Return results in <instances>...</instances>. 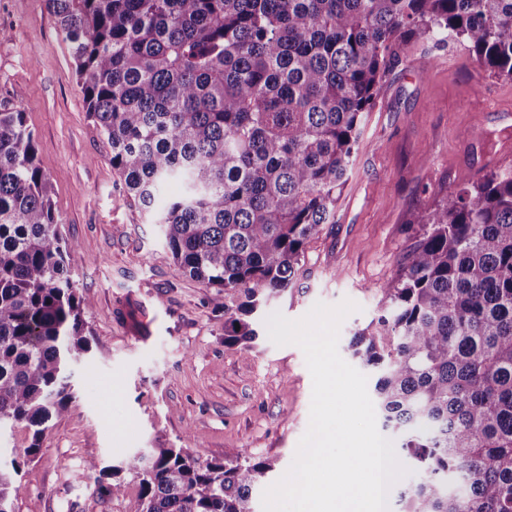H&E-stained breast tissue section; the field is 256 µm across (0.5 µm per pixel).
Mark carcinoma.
Listing matches in <instances>:
<instances>
[{
  "instance_id": "obj_1",
  "label": "carcinoma",
  "mask_w": 512,
  "mask_h": 512,
  "mask_svg": "<svg viewBox=\"0 0 512 512\" xmlns=\"http://www.w3.org/2000/svg\"><path fill=\"white\" fill-rule=\"evenodd\" d=\"M126 196L160 226L177 272L240 297L224 344L286 292L307 242L334 223L361 124L411 44L453 39L512 79V0H47ZM176 182V195L164 194ZM420 239L373 329L350 346L378 370L383 428L419 480L398 512H512V169L414 211ZM64 238L25 113L0 112V428L31 443L0 466L15 512L21 465L94 359L90 299ZM105 495L138 480L137 512H256L268 456L235 448L127 453Z\"/></svg>"
}]
</instances>
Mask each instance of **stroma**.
Segmentation results:
<instances>
[{"label": "stroma", "instance_id": "stroma-1", "mask_svg": "<svg viewBox=\"0 0 512 512\" xmlns=\"http://www.w3.org/2000/svg\"><path fill=\"white\" fill-rule=\"evenodd\" d=\"M69 45L45 0H0V111L25 112L51 187L97 354L76 365L75 397L46 424L40 454L22 467L17 512H136L139 486L99 494L88 461L111 465L137 448H234L290 467L309 425L312 378L303 351L275 346L265 319L296 320L315 303L358 304L338 350L382 313L416 240L412 211L436 208L467 181L512 167V80L480 69L463 44L409 48L363 122L336 205L306 246L293 284L256 317L250 350L224 344V293L178 273L125 196L110 148L87 112Z\"/></svg>", "mask_w": 512, "mask_h": 512}]
</instances>
